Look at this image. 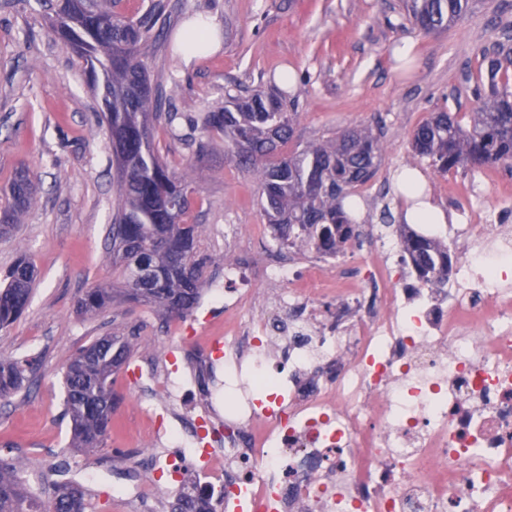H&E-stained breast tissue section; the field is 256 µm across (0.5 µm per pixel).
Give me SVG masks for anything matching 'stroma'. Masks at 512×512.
<instances>
[{"label": "stroma", "instance_id": "stroma-1", "mask_svg": "<svg viewBox=\"0 0 512 512\" xmlns=\"http://www.w3.org/2000/svg\"><path fill=\"white\" fill-rule=\"evenodd\" d=\"M55 0H0V212L4 191L19 172L35 185V199L15 229L0 236V274L19 257L36 270V285L23 315L0 329L1 358H36L39 367L9 401L0 402V453L19 458L21 474L40 497L75 480L86 492L88 512H170L178 482L164 479L155 496L141 500L129 477L145 468V449L188 455L192 440L181 421L216 408L210 432L223 429L224 366L194 334L171 335L170 319L153 306L122 303L81 315L76 301L112 279L105 260L106 231L117 197L110 134L86 81L83 59L58 43L50 20ZM165 30L146 61L150 81L176 109L191 117L220 109L227 94L272 91L290 70L306 77L288 150L354 126L378 132L381 150L365 186L366 221L400 242L399 224H379L382 208L398 210L394 177L415 162L429 195L449 214L467 213L464 189L477 167L442 174L410 149L413 130L428 113L447 110L466 119L474 107L473 80L483 51L512 45V0H478L462 20L440 33H424L405 16L402 0H167ZM205 17L221 33V47L184 65L175 36L186 22ZM410 60L395 56L402 44ZM208 155L193 154L164 127L154 140L164 161L184 175L194 198L193 223L202 227L205 260L200 310L224 321V299L215 284L224 252H249L245 227L264 223L255 173L229 163L223 133H204ZM477 189L492 224L512 225V206L499 204L498 188L512 184V163L487 166ZM138 330L128 368L116 377L121 402L105 447L94 454L70 446L63 373L71 356L99 337ZM168 379L201 386L195 404L163 395ZM155 416L156 435L143 428L142 407Z\"/></svg>", "mask_w": 512, "mask_h": 512}]
</instances>
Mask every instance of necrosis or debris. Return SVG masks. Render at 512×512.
<instances>
[{
	"label": "necrosis or debris",
	"instance_id": "obj_1",
	"mask_svg": "<svg viewBox=\"0 0 512 512\" xmlns=\"http://www.w3.org/2000/svg\"><path fill=\"white\" fill-rule=\"evenodd\" d=\"M454 247L427 284L384 242L225 264L224 446L152 469L219 512H512V228Z\"/></svg>",
	"mask_w": 512,
	"mask_h": 512
}]
</instances>
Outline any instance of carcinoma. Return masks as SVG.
I'll list each match as a JSON object with an SVG mask.
<instances>
[{"mask_svg":"<svg viewBox=\"0 0 512 512\" xmlns=\"http://www.w3.org/2000/svg\"><path fill=\"white\" fill-rule=\"evenodd\" d=\"M119 0H93L79 27L54 31L59 42L83 58L89 84L101 96L108 129L125 143L115 158L118 197L108 227V261L116 282L88 289L77 312L96 314L115 302L146 303L185 318L193 312L203 286V262L197 258L201 225L190 222L192 197L185 181L172 171L153 140L155 125L173 128L181 122L224 132L227 158L256 172L260 206L278 241L302 253L342 252L354 234L346 201L369 181L380 152L379 138L369 127H352L283 154L294 133L295 82L282 76V88L270 93L228 95L224 107L190 118L163 111L162 94L153 90L145 58L152 38L166 21L165 0H152L141 13L115 11ZM474 0H404L408 17L419 30L437 33L461 20ZM487 81L474 89L475 105L464 127L444 110L432 112L412 132L413 156L427 159L440 173L469 164L512 161V84L498 81L512 65V48L501 44L483 53ZM12 208L0 217V234L13 228L17 215L29 208L34 188L22 174L11 187ZM419 279L448 274V249L435 237L415 231L403 236ZM35 284L33 265L19 259L0 289V327L15 322L27 307ZM136 337L102 336L81 348L64 373L66 414L71 421V447L96 452L105 447L112 415L120 402L112 376L126 366ZM34 361L0 360V400L11 398L34 372ZM179 512H214L204 489L183 485L176 498ZM78 485L55 488L41 500L25 483L18 463L0 457V512H87Z\"/></svg>","mask_w":512,"mask_h":512,"instance_id":"1","label":"carcinoma"}]
</instances>
